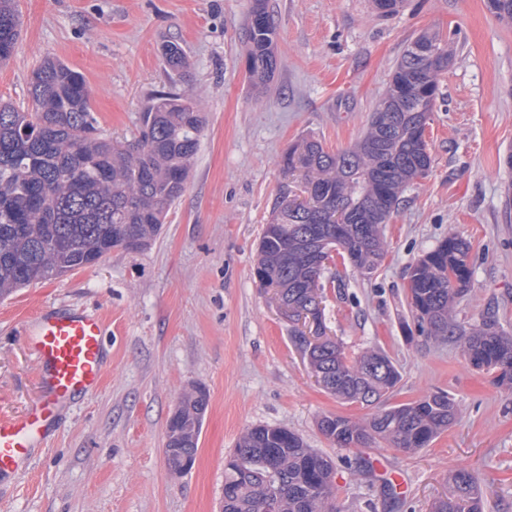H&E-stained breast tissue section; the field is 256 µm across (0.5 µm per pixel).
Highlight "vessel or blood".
Wrapping results in <instances>:
<instances>
[{
	"mask_svg": "<svg viewBox=\"0 0 512 512\" xmlns=\"http://www.w3.org/2000/svg\"><path fill=\"white\" fill-rule=\"evenodd\" d=\"M26 334L37 359L41 395L22 415L0 418V476L16 471L44 441L60 406L95 392L104 373L105 328L100 317L47 312Z\"/></svg>",
	"mask_w": 512,
	"mask_h": 512,
	"instance_id": "obj_1",
	"label": "vessel or blood"
}]
</instances>
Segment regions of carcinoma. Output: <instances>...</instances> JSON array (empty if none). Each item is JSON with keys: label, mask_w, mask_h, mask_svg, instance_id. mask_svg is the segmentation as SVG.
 <instances>
[{"label": "carcinoma", "mask_w": 512, "mask_h": 512, "mask_svg": "<svg viewBox=\"0 0 512 512\" xmlns=\"http://www.w3.org/2000/svg\"><path fill=\"white\" fill-rule=\"evenodd\" d=\"M487 7L512 22V0H487ZM18 36L16 0H0V61L11 57ZM274 38L272 16L260 2L246 23V70L255 88L267 87L274 72ZM162 56L184 77L187 57L180 44H164ZM446 67L447 45L435 34L420 35L404 50L359 142L337 153L310 138L288 147L280 160L285 183L259 242L261 287L290 308L304 307L324 299L328 271L325 264H308L311 249L335 248L363 274L381 263L379 225L394 214L399 193L432 165L425 129ZM30 95L27 111L0 99L1 298L33 281L95 265L114 249L149 247L185 191L207 124L189 94L160 90L140 113L138 137L108 139L99 132L84 77L56 58L34 71ZM471 275L468 243L448 233L412 267L411 311L423 334L454 339L468 362L494 372V382L511 390L512 335L487 321L468 328L456 319ZM309 365L330 394L376 408L361 422L319 419V431L338 448L384 442L415 452L454 421L445 393L378 408L400 380L380 348L351 357L332 340ZM207 407L203 389L184 395L167 424L168 464L194 462ZM227 464L224 512H267L271 502L276 512H339L333 462L285 427L247 429ZM480 494L477 474L459 469L431 512H481Z\"/></svg>", "instance_id": "cac0c4a2"}]
</instances>
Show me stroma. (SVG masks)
<instances>
[{"instance_id":"obj_1","label":"stroma","mask_w":512,"mask_h":512,"mask_svg":"<svg viewBox=\"0 0 512 512\" xmlns=\"http://www.w3.org/2000/svg\"><path fill=\"white\" fill-rule=\"evenodd\" d=\"M265 2L277 68L260 93L245 68L253 0H18L0 99L30 106L31 73L54 56L84 76L102 134L133 139L150 94L175 78L161 56L171 40L188 60L179 88L207 126L185 191L147 249L113 251L0 300V416L39 395L24 331L40 312L100 316L108 351L101 387L64 404L46 444L0 480V512H221L225 464L258 425L286 427L332 459L341 512H428L461 467L483 477L482 512H512V391L456 342L421 335L408 306L410 266L454 232L473 268L458 320L488 316L512 333V24L486 0H405L388 17L372 0ZM426 31L453 49L426 125L432 167L385 224L382 264L367 276L341 268L343 285H326L323 306L349 355L378 347L399 370L384 407L442 391L456 418L414 454L339 448L318 420L371 410L316 384L293 323L255 276L257 244L283 181L280 155L306 137L333 153L354 144L405 47ZM197 387L208 395L199 448L174 476L167 422Z\"/></svg>"}]
</instances>
